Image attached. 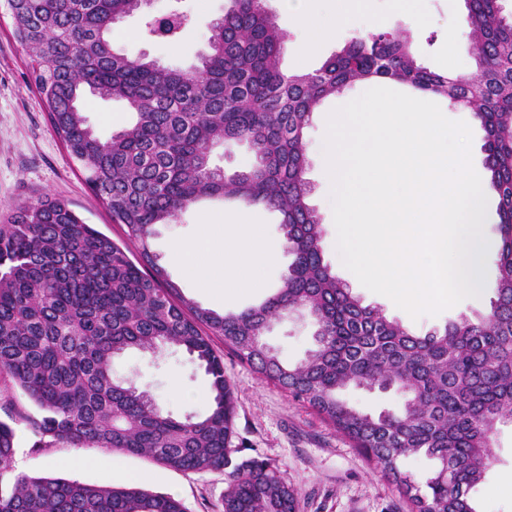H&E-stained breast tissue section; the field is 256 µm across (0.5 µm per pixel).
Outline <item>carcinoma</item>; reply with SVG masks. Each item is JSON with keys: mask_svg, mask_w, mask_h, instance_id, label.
<instances>
[{"mask_svg": "<svg viewBox=\"0 0 512 512\" xmlns=\"http://www.w3.org/2000/svg\"><path fill=\"white\" fill-rule=\"evenodd\" d=\"M55 135L79 164L139 257L85 223L63 200L20 203L0 224V375L36 408L0 420V512H187L178 499L134 486L16 475L17 428L32 447H93L146 456L183 472L227 471L223 512H295L296 491L256 458L233 461L235 401L207 326L262 377L350 438L408 499L412 512H476L491 435L512 424V13L500 0H464L471 72L440 74L417 62L405 34L352 37L320 68L282 70L285 34L264 0H227L208 49L187 69L114 50L112 25L151 0H8ZM188 19L149 23L175 42ZM387 79L471 112L484 134L485 192L497 200L498 278L490 312L416 336L366 305L333 273L309 203L305 131L322 101ZM118 100L133 122L107 140L82 112L85 94ZM246 143L251 163L231 174L211 164L218 146ZM261 205L280 215L292 261L275 293L219 314L179 294L151 249L154 226L203 198ZM313 320L316 347L290 365L263 341L293 313ZM169 344L210 376L203 415L164 414L135 380L114 374L131 350ZM349 386L394 390L398 413H365ZM437 462L425 487L401 468Z\"/></svg>", "mask_w": 512, "mask_h": 512, "instance_id": "1", "label": "carcinoma"}]
</instances>
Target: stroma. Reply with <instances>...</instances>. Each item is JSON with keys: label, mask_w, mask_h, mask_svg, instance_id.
Returning <instances> with one entry per match:
<instances>
[{"label": "stroma", "mask_w": 512, "mask_h": 512, "mask_svg": "<svg viewBox=\"0 0 512 512\" xmlns=\"http://www.w3.org/2000/svg\"><path fill=\"white\" fill-rule=\"evenodd\" d=\"M225 0H152L148 10L116 24L112 45L116 51L146 54L162 63L186 68L195 64L208 45L212 22L223 15ZM265 5L286 34L282 67L289 72H310L339 51L345 41L372 29L406 32L418 62L444 73L449 64L461 71L471 67L470 42L463 25V0H416L401 7L396 0H370L366 11L348 23L337 24L330 39L316 49L299 51L300 34L289 26L283 0ZM190 21L185 35L175 43L151 34L148 21L172 12ZM29 56L13 36L10 16L0 10V221L17 205L44 195L64 200L86 223L113 241H127L126 227L113 223L102 201L88 187L78 164L54 134L46 104L31 77ZM370 85L361 82L327 97L314 113L305 143L309 157L306 178L311 186L309 202L323 228L322 246L338 278L364 303L379 307L407 330L422 335L444 328L460 315L486 314L494 296L497 277L495 258L500 246L495 197L487 199L483 232L489 243L486 279L479 297L467 298L438 315L412 318L388 297L373 293L336 260V236L329 190L324 183L319 145L326 132V118L337 107L359 97ZM87 123L101 139L124 128L129 115L118 101L89 99L83 106ZM237 205L204 199L186 210L174 224H160L151 247L167 278L182 296L216 312L236 311L255 304L252 296L205 292L197 288L174 257L177 244L198 237L201 226L223 224L225 215L236 214ZM253 223L278 247L275 262L265 272L269 290H276L291 258L283 250L280 217L261 206L249 207ZM315 327L309 319L292 316L275 322L266 343L288 361L302 359L314 345ZM211 346L224 361V374L233 386L236 403L234 447L241 457L258 458L278 468L282 478L297 491L296 512H410L397 487L382 476L348 438L306 405L293 401L281 389L225 347L224 339L211 335ZM115 372H137L142 386L155 396L162 411L176 415L204 414L209 406V379L182 350L165 347L161 357L132 352L115 359ZM33 438L18 430L13 458L15 472L29 476H63L86 483L111 486L113 469L137 476V485L181 500L189 512H222L226 476L221 471L183 473L151 460L103 448L60 445L34 449ZM493 458L485 479L470 492L477 512H512V488L501 479L512 473V427L502 426L491 439Z\"/></svg>", "instance_id": "stroma-1"}]
</instances>
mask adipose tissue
<instances>
[{
    "mask_svg": "<svg viewBox=\"0 0 512 512\" xmlns=\"http://www.w3.org/2000/svg\"><path fill=\"white\" fill-rule=\"evenodd\" d=\"M176 253L183 268L200 288L255 293L265 286L264 270L275 256L258 225L238 221L224 233L202 235L194 242L178 245Z\"/></svg>",
    "mask_w": 512,
    "mask_h": 512,
    "instance_id": "ef3b65f1",
    "label": "adipose tissue"
}]
</instances>
